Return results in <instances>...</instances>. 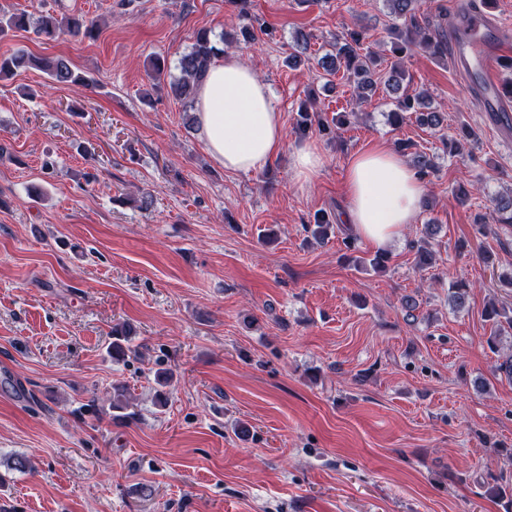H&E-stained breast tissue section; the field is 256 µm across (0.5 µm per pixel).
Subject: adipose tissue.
<instances>
[{
  "label": "adipose tissue",
  "mask_w": 512,
  "mask_h": 512,
  "mask_svg": "<svg viewBox=\"0 0 512 512\" xmlns=\"http://www.w3.org/2000/svg\"><path fill=\"white\" fill-rule=\"evenodd\" d=\"M195 108L210 158L227 171H259L284 144L275 95L237 54H225L210 65L198 85ZM423 193L405 157L378 143L349 159L343 219L359 237L382 248L415 223Z\"/></svg>",
  "instance_id": "ef3b65f1"
}]
</instances>
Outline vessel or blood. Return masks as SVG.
Here are the masks:
<instances>
[{"mask_svg": "<svg viewBox=\"0 0 512 512\" xmlns=\"http://www.w3.org/2000/svg\"><path fill=\"white\" fill-rule=\"evenodd\" d=\"M496 25L484 12L470 14L462 25L451 34L452 55L456 63L464 68H475L479 79L473 90L480 97L482 107L487 112H506L512 105L506 103L497 90L496 64L501 44L495 37ZM481 39L483 52L478 59H471L470 45L474 39Z\"/></svg>", "mask_w": 512, "mask_h": 512, "instance_id": "obj_1", "label": "vessel or blood"}]
</instances>
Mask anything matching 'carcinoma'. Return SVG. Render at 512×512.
Segmentation results:
<instances>
[{"label": "carcinoma", "mask_w": 512, "mask_h": 512, "mask_svg": "<svg viewBox=\"0 0 512 512\" xmlns=\"http://www.w3.org/2000/svg\"><path fill=\"white\" fill-rule=\"evenodd\" d=\"M237 8V17L242 21L239 33L245 41L255 40L251 31L257 18L252 14L249 5L252 0H227ZM389 5L390 14L396 24L392 27L391 53L397 58L405 56L413 50H423L430 55L445 57L448 55V23L445 17L432 21L416 11V0H384ZM28 19L24 14L0 15V36L14 29L27 27ZM37 35L47 42H57L68 37L79 35L93 39L97 34V23L82 15L44 14L40 17L36 27ZM365 34L361 29L351 28L336 36L333 45L334 53L321 61L324 77H333L339 71H344L347 80L353 83L356 97L363 99L374 88L373 75L381 62V57L364 47ZM224 49L217 47V43L210 37V31L201 29L197 32L195 43L190 51L183 54L178 62L179 76L170 82L174 94L183 100H194L198 82L203 78L207 69ZM37 67L51 80L61 85H86L90 79L73 70L69 63L61 57H34L25 54H12L0 56V80L14 75L15 71ZM406 73L399 63L392 62L389 67L387 90L392 94L391 112L388 113L392 124L402 123L407 114L415 115L416 121L429 128H437L442 124V113L430 110L429 102L424 91L403 85ZM350 113L344 112L336 117V123L329 125L318 119V113L312 111L311 105L304 104L298 112L296 131L306 134L314 129L324 136L334 134V128L349 123ZM398 147L404 154L413 155V167L420 179L424 180L437 171L436 156L420 150H412V145L400 142ZM479 233L483 235L497 234L496 225L512 224V197L495 200L492 215H478L474 219ZM311 235L323 241L335 231V227L325 215L315 219V223L306 225ZM470 292V285L464 281H453L448 287V305L454 310L465 308ZM485 317L491 322V335L487 343L497 348L498 337L502 335L504 327L512 328V314L505 308L491 305L485 310ZM133 328L126 324L112 330V343L109 353L115 361H123L130 354L129 337ZM493 485L489 489V496L494 499H512V484L501 477H492Z\"/></svg>", "instance_id": "cac0c4a2"}]
</instances>
